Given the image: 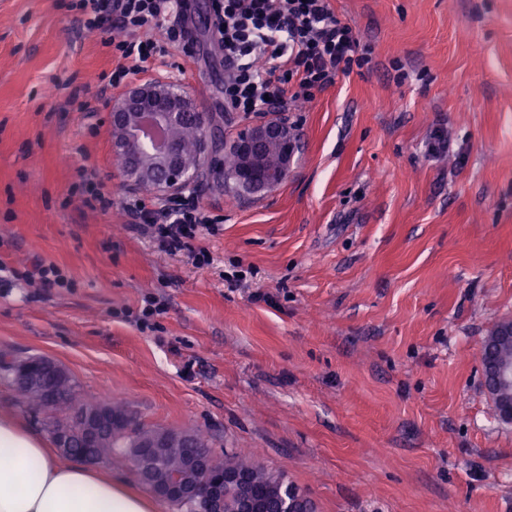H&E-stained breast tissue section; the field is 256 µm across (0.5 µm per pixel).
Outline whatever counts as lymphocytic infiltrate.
I'll use <instances>...</instances> for the list:
<instances>
[{
  "instance_id": "obj_1",
  "label": "lymphocytic infiltrate",
  "mask_w": 512,
  "mask_h": 512,
  "mask_svg": "<svg viewBox=\"0 0 512 512\" xmlns=\"http://www.w3.org/2000/svg\"><path fill=\"white\" fill-rule=\"evenodd\" d=\"M194 0H77L88 32L111 25L120 30L114 48L121 59L108 85H125L126 60L147 62L169 47L189 49L195 41ZM209 37L224 63V110L246 115L292 112L316 92L368 62L353 28L339 20L331 0H210ZM133 230L149 236L168 254L189 253L195 268L213 259L191 242L210 229L213 217L194 194L160 204L139 198L125 204Z\"/></svg>"
}]
</instances>
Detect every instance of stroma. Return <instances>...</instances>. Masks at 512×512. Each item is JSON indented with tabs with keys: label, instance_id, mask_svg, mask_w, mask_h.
<instances>
[{
	"label": "stroma",
	"instance_id": "obj_1",
	"mask_svg": "<svg viewBox=\"0 0 512 512\" xmlns=\"http://www.w3.org/2000/svg\"><path fill=\"white\" fill-rule=\"evenodd\" d=\"M72 3L0 0V266L74 281L0 283V352L249 449L317 512H512V424L481 363L512 320V0H332L371 60L289 113L286 182L247 197L217 166L197 187L220 219L195 240L205 272L127 222L102 88L118 31L86 34ZM134 69L176 77L223 158L242 124L206 30L194 58ZM87 177L110 210L84 204ZM149 298L164 312L143 330ZM25 277L37 279L44 287L51 288L57 286L59 288H70L72 281L62 271L60 267L53 263H46L38 260L31 270H26Z\"/></svg>",
	"mask_w": 512,
	"mask_h": 512
}]
</instances>
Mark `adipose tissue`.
<instances>
[{
	"instance_id": "obj_1",
	"label": "adipose tissue",
	"mask_w": 512,
	"mask_h": 512,
	"mask_svg": "<svg viewBox=\"0 0 512 512\" xmlns=\"http://www.w3.org/2000/svg\"><path fill=\"white\" fill-rule=\"evenodd\" d=\"M149 497L85 463L65 464L14 416L0 412V512H156Z\"/></svg>"
}]
</instances>
